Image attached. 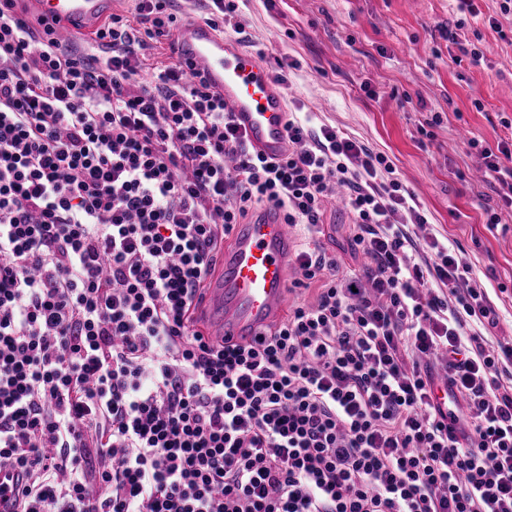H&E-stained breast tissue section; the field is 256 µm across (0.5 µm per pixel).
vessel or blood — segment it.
<instances>
[{"label": "vessel or blood", "mask_w": 512, "mask_h": 512, "mask_svg": "<svg viewBox=\"0 0 512 512\" xmlns=\"http://www.w3.org/2000/svg\"><path fill=\"white\" fill-rule=\"evenodd\" d=\"M42 29L94 35L112 13V0H27ZM174 56L198 71L211 92L223 98L238 131L265 158L287 146L288 107L269 67L233 38L191 20L174 32ZM294 240L282 212L255 210L235 225L197 304L198 324L232 344H249L278 323L285 312L288 262Z\"/></svg>", "instance_id": "obj_1"}]
</instances>
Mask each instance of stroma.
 <instances>
[{"mask_svg":"<svg viewBox=\"0 0 512 512\" xmlns=\"http://www.w3.org/2000/svg\"><path fill=\"white\" fill-rule=\"evenodd\" d=\"M477 6L475 19L456 0H238L237 14L240 42L286 74L291 111L392 160L428 232L461 250L486 286L499 339L512 335V210L488 224L498 197L468 141L506 136L499 120L512 117V13L500 0ZM460 19L461 40L483 52L479 63L443 36Z\"/></svg>","mask_w":512,"mask_h":512,"instance_id":"35a3bbf8","label":"stroma"}]
</instances>
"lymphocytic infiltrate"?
<instances>
[{"label": "lymphocytic infiltrate", "instance_id": "1", "mask_svg": "<svg viewBox=\"0 0 512 512\" xmlns=\"http://www.w3.org/2000/svg\"><path fill=\"white\" fill-rule=\"evenodd\" d=\"M0 0V471L21 512H512V338L389 158L289 116L254 155L170 62L138 0L81 48ZM480 148L512 208V147ZM346 191L348 269L323 242ZM264 205L308 237L267 336L204 335L195 301ZM438 360L465 417L433 399Z\"/></svg>", "mask_w": 512, "mask_h": 512}]
</instances>
